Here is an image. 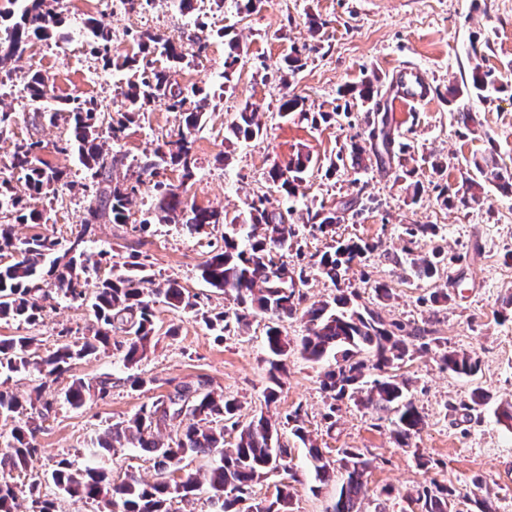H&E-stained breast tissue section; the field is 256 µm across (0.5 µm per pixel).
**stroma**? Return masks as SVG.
<instances>
[{
  "instance_id": "1",
  "label": "stroma",
  "mask_w": 512,
  "mask_h": 512,
  "mask_svg": "<svg viewBox=\"0 0 512 512\" xmlns=\"http://www.w3.org/2000/svg\"><path fill=\"white\" fill-rule=\"evenodd\" d=\"M239 5L240 0H197L195 23L173 9L169 0H126L116 17L104 13L95 0H60L57 9L67 17L104 19L117 57L137 53L138 33L200 38L206 48L199 64L175 75L179 84L196 85L208 96L204 123L195 137L199 173L185 199L232 214L244 211L258 195L278 200L268 180L271 167L286 164L297 153L310 154L317 166L308 172L291 218L301 251L285 253V262L306 265L312 254L324 251L335 239L359 238L373 244V252L347 274L362 303L380 309L389 319H436L438 334L449 349L475 355L479 371L469 378L457 376L442 369L432 351L418 353L401 366L424 418L420 432L406 446L393 437L390 417L351 401L341 403L335 428L326 431L323 367L297 354L288 360L277 402L265 404L269 365L263 319H250L221 337L202 319L203 313L232 306L202 281L198 271L210 244L220 243L223 228L191 236L178 224H151L143 230L137 225L154 201L155 181H178L169 168L154 177L139 174L140 162L158 138L176 132L182 122L179 113L159 103L129 125L119 142L105 140L106 149L125 156L113 172L114 180H136L140 187L130 205L131 223L96 225L87 247L93 252L111 249L118 263L124 262L129 249L138 250L157 280H177L197 295L200 307L179 313L159 308L156 345L135 369L125 368L121 352L113 350L74 362L68 374L51 383L45 397L54 409L37 435L39 452L29 474L46 475L63 457L85 466L90 439L109 423L133 415L148 398L204 379L241 401V422L260 412L277 422L297 409L318 444L362 449L373 461L366 512H373L379 502L386 512H410L407 492L432 482L462 496L472 491L476 477L496 512H512V426L499 418L501 408L512 403V197L489 185L480 204L464 208L444 202L465 176L474 174L473 157L487 149L495 150L504 174L512 176V90L487 98L448 96L449 85L460 84L476 68L500 83H512V0H270L251 13ZM314 19L324 23L316 35L310 31ZM233 42L240 45L239 62L232 89L221 93L213 85L214 77L223 70ZM294 47L301 52L302 67L285 82L279 66ZM103 66L93 48L79 42H41L15 62L16 85L0 98L12 113L8 132L0 136V169L8 165L15 143L38 140L45 160L65 170L71 180H82L85 169L77 158L55 149L67 136L65 120L32 123L23 75L30 69L40 71L54 96L91 100L113 113L121 100L122 75L115 71L108 80L92 81L93 71ZM401 67L423 72L432 87L431 100L395 106L389 84ZM374 76L383 83L385 107L409 147L368 170L345 165L336 175L326 176L325 165L347 153L350 142L366 137L370 129V114L342 90L359 87ZM287 94L303 97L308 112L346 110L351 117L316 125L296 116L281 117L278 105ZM248 103L263 115L262 137L250 142L225 140V127ZM461 112L475 115V123L460 125ZM406 170L414 173L418 196L405 190L401 175ZM354 196L363 199L365 208L346 212L335 235L310 228L309 212L336 209L340 201ZM87 204L78 192H58L46 205L43 232L61 242L68 240L79 229ZM410 224L436 225L438 244L456 258L448 266L452 283L446 301L431 303L433 284L406 277L393 262L404 247L422 253L430 248L423 240L410 243ZM378 282L391 286L392 300L377 298L373 286ZM92 321L89 307L57 297L48 300L39 326L0 320V336H37L45 351L54 347L59 330L68 328L79 336ZM172 326L177 329L173 336L167 333ZM133 372L153 378L149 392L130 389L127 378ZM103 376L112 379L106 400L94 399L79 409L60 402V393L72 379ZM478 391L486 394L485 403L465 411L464 403ZM291 464L300 481L294 486L290 512H327L336 496L335 485H316L302 446L293 447Z\"/></svg>"
}]
</instances>
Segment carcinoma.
<instances>
[{
  "label": "carcinoma",
  "mask_w": 512,
  "mask_h": 512,
  "mask_svg": "<svg viewBox=\"0 0 512 512\" xmlns=\"http://www.w3.org/2000/svg\"><path fill=\"white\" fill-rule=\"evenodd\" d=\"M17 15L0 12V73H12L10 65L34 44L49 40L68 41L72 31L54 6V0H23ZM83 36L108 66L130 75L121 88L123 98L118 118L98 111L92 101L68 99L57 109H34L41 120L53 124L62 113L67 114L69 134L56 145L62 154L78 157L86 170L85 181L77 184L68 180V173L41 157V142L24 141L15 144L12 153V173L24 182L26 195L16 194L11 181H0V214L10 219L0 223V319H11L36 325L44 316L42 298L50 290L88 305L94 323L89 335L74 339L70 330L58 333L55 347L40 352L34 336H10L0 339V377L11 378L16 373L34 376L33 396L22 399L0 388V419L14 422L7 433V452L0 454V512H57L55 499L41 492L51 483L57 492L74 501L103 504L101 512H177L175 505L207 491L210 512H289L292 498L291 482L276 486L274 498L268 503L240 504L251 499L254 484L269 478L279 469L288 468L291 449L279 435V427L290 429L306 449V458L315 479L321 483L336 482V501L330 512H363L366 477L371 461L359 448H339V462L329 457L326 449L315 444L305 426L300 409L288 413L278 425L263 414H256L246 423L239 421L240 402L209 389L208 382L182 384L174 391L142 403L128 419L109 425L90 440V455L103 457L117 448H139L150 454L157 469V478L146 482L133 474L116 481L112 473L100 465L75 469L70 460L57 461L43 478L19 484L15 476L27 475L30 459L39 451L36 435L41 421L49 416L53 404L41 400L48 382L69 371L73 362L95 356L115 347L123 353L125 365L132 366L151 348L156 332L157 305L170 312L194 309L195 296L176 281L158 282L148 265L131 253L123 263L124 271L99 278L97 269L112 259L111 251H87L85 236L94 224H127L129 205L138 186L112 179V170L123 157L103 149L102 135L117 140L133 118L163 103L168 110L183 114V124L169 139L153 149L143 162L142 171L153 172L171 166L180 173V184L158 182L152 210L139 220L141 224L177 223L191 234L204 229L224 226V246L207 252L198 265L201 279L210 287L230 297L236 308L214 315H203L206 325L219 333L230 330L252 314L268 319L265 348L269 360L270 385L264 390L265 403L278 398L280 375L286 372L288 356L297 352L312 363L328 362L321 379V389L330 400L323 415L326 433L336 425V405L344 400H357L380 412L394 414L393 433L403 445L409 443L422 427L423 417L410 391L409 379L394 373L400 365L412 360L415 353L437 350L443 368L459 375L472 377L479 371V362L470 353L450 351L437 335L433 322L421 325L400 320H386L381 311L358 303L359 293L345 284L351 267L360 262L374 246L363 240L349 239L331 247L310 261L307 267L296 269L282 262L275 264L272 256L294 248L297 237L293 214L288 202L300 194L304 175L313 165L310 155L299 154L286 166L275 164L268 172L269 180L282 197V204L273 205L266 196L247 203L243 213L230 215L221 211L188 203L180 188L196 179L195 132L200 129L207 97L195 85L180 86L172 82L171 70L196 64L203 50L185 47L182 43L158 34L139 37L138 53L128 57L111 56L110 30L103 20L88 18L83 24ZM159 55L166 65L157 67L149 56ZM240 55L239 45L230 46L224 59V84L233 81ZM379 78L369 79L359 90L348 88L344 93L358 92L361 105L367 111L380 110ZM494 84L490 74L472 71L470 80L452 88L453 94L481 93ZM25 88L31 100L39 102L52 97L53 89L40 72L28 74ZM194 108H186L187 103ZM304 100L297 95H285L279 114L293 112L311 122L337 121L349 112H320L309 116L303 109ZM263 134L261 117L256 109L245 105L235 113L225 129V139L253 141ZM404 134L392 128L388 115L379 120V130H370L368 143L350 145L353 164L363 166L371 156L379 162L408 148ZM479 178L463 180L458 203L466 207L477 201L486 182L502 193L512 194V177H505L493 149H488L473 161ZM74 188L90 199V205L80 221V230L73 241L77 249L60 248V242L40 233L37 228L47 223L45 209L39 203L58 188ZM311 227L330 233L340 223L334 211L309 213ZM27 224L35 232L18 238L14 225ZM409 243L433 239L434 224H412L407 228ZM296 249V248H294ZM301 253V249H296ZM408 276L418 281L438 282L443 279L447 257L435 246L420 255L406 249V257L395 258ZM312 269L336 286L337 295L303 309L302 288L308 285L307 270ZM301 316L305 334L291 338L281 329L280 322ZM118 340H112V337ZM112 391V378L105 376L94 383L81 378L72 380L63 390L64 401L72 408L82 407L93 397L106 399ZM170 429L168 439L158 436L160 428ZM235 433L234 442L225 439ZM192 456L211 458L209 469L202 475L186 469L183 461ZM455 491L433 484L423 487L410 497L418 512H454Z\"/></svg>",
  "instance_id": "cac0c4a2"
}]
</instances>
